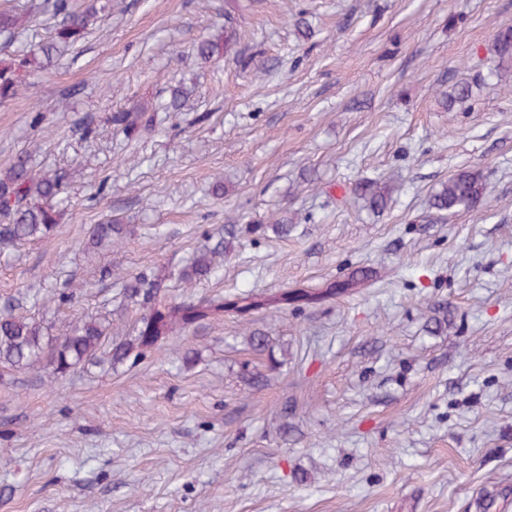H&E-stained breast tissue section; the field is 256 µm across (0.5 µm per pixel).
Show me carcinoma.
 Listing matches in <instances>:
<instances>
[{
	"label": "carcinoma",
	"instance_id": "carcinoma-1",
	"mask_svg": "<svg viewBox=\"0 0 512 512\" xmlns=\"http://www.w3.org/2000/svg\"><path fill=\"white\" fill-rule=\"evenodd\" d=\"M36 7L39 12L59 17L61 21L48 40L0 64V100L15 97L20 87L46 72L64 49L83 40L96 24L98 15L112 10V0H105L101 6L93 2L82 9L74 7L73 0H40ZM24 31L22 17L1 7L0 37L11 41ZM235 38L234 29L226 27L222 36L201 39L197 54L204 61L219 59L228 53ZM494 50L499 62L512 61V28L496 33ZM472 93L473 84L469 82L453 86L445 98L447 110L467 101ZM107 123L128 139H137L154 131L156 126L155 114L137 105L110 113ZM75 126L83 139L100 133L99 125L89 116L77 119ZM64 191L62 174L37 172L30 166L27 153L17 155L9 167L0 171V214L8 220L0 224V244H22L49 237L62 215ZM396 191L392 181L381 178L362 179L354 187V194L372 213L383 212ZM486 193L487 183L481 171L460 170L430 195L429 208L437 212L468 210L479 205ZM127 233V225L110 216L93 225L88 243L94 248H116ZM235 238V225H227L224 243L194 253L178 271V281L191 287L209 277L216 269L214 257L231 252ZM368 277L369 272L362 270L318 291L302 288L274 294L243 291L228 297L216 294L198 302H172L166 297L165 277L150 278L141 273L127 279L123 292V301L147 308L135 336L118 342L112 340L110 310L81 318L59 335L53 334L52 327L39 319L4 312L0 314V368L10 372L37 369L54 382L86 363L114 369L133 357L139 358L163 337L186 331L198 323L218 319L226 313L249 323L256 312L318 304L357 287Z\"/></svg>",
	"mask_w": 512,
	"mask_h": 512
}]
</instances>
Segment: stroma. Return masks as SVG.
<instances>
[{
	"instance_id": "obj_1",
	"label": "stroma",
	"mask_w": 512,
	"mask_h": 512,
	"mask_svg": "<svg viewBox=\"0 0 512 512\" xmlns=\"http://www.w3.org/2000/svg\"><path fill=\"white\" fill-rule=\"evenodd\" d=\"M238 29L229 58L197 42ZM512 0H112L42 82L0 100V170L29 143L65 174L53 234L0 245V310L63 330L118 310L121 277L168 276V297L319 287L371 271L320 304L193 326L114 370L0 378V512H500L512 502V66L490 70ZM466 79L473 95L440 100ZM187 92L166 111L173 88ZM142 104L157 130L85 140ZM46 121L33 128L30 118ZM480 170L482 203L437 218L430 194ZM112 190L93 201L100 177ZM394 177L383 214L352 192ZM223 178L224 194L211 193ZM111 214L123 248L88 253ZM288 220V237L257 232ZM237 225L194 288L176 273ZM85 284L74 304L69 284ZM448 323L429 333L430 318ZM269 338L254 351L248 330ZM265 374L247 390L241 366Z\"/></svg>"
}]
</instances>
